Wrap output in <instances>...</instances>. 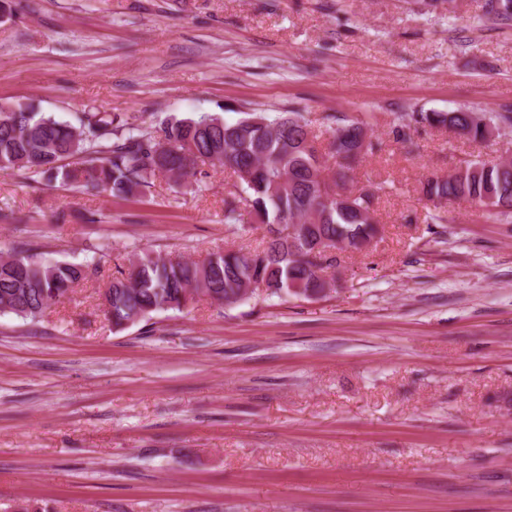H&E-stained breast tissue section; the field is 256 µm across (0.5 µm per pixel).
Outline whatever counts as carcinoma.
Returning <instances> with one entry per match:
<instances>
[{"label":"carcinoma","instance_id":"obj_1","mask_svg":"<svg viewBox=\"0 0 512 512\" xmlns=\"http://www.w3.org/2000/svg\"><path fill=\"white\" fill-rule=\"evenodd\" d=\"M483 9L501 25H512V0H485ZM238 114L232 122L216 114L170 116L146 128L108 112H82L74 125L32 104L0 111L1 172L24 171L128 199L157 176L179 186L198 162L207 161L234 178L224 197V223L233 228L254 219L266 225L268 236L261 245L226 249L200 261L172 254L130 255L128 272H119L104 296L113 326L180 310L189 293L226 305L244 303L255 281L278 297H321L328 285L324 272L336 264V256L316 245L360 251L376 238L374 204L384 186L346 188L353 165L378 150L369 135L374 114L335 117V128L321 141L298 109ZM398 120L393 133L403 143L411 141L418 124L484 141L491 130L512 126V109L412 112ZM423 194L436 208L464 201L511 223L512 160L493 165L468 161L446 177L427 180ZM85 277L84 267L38 261L22 244L12 254H0V313L36 321Z\"/></svg>","mask_w":512,"mask_h":512}]
</instances>
